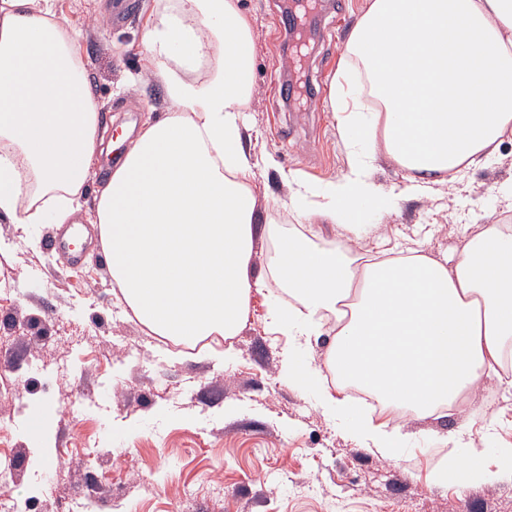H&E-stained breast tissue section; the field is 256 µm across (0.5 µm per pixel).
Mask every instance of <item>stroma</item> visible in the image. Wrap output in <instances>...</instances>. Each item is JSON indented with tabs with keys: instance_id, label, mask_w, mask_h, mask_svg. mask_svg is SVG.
<instances>
[{
	"instance_id": "obj_1",
	"label": "stroma",
	"mask_w": 512,
	"mask_h": 512,
	"mask_svg": "<svg viewBox=\"0 0 512 512\" xmlns=\"http://www.w3.org/2000/svg\"><path fill=\"white\" fill-rule=\"evenodd\" d=\"M320 32L297 59L277 28L282 0H239L256 33L255 92L248 114L251 146L272 155L277 169L259 172V205L286 201L280 171H295L316 186L348 169L328 86L345 66L343 49L369 0H325ZM160 0H135L136 17L110 26L109 0H55L58 17L80 29L77 50L91 92L107 116L106 143L121 130L137 135L169 110L163 88L150 77L142 47L146 21ZM312 77L314 95L276 97L278 80ZM410 173L381 156L373 182L395 193L392 212L366 211L370 252L422 244L426 254L452 253L458 224L475 233L493 222L512 223V142L468 171L454 187H435L418 199L401 198ZM57 225H39L21 241L15 225L0 220V238L14 241L0 253V275L19 287L0 296V313L19 320L52 314L60 339L44 346L10 338L0 354V459H23L9 486L28 497L41 470H51L60 495L38 512H64L70 494L92 490V477L112 482L98 512H512V482L428 485L420 471L448 450L442 442L463 424L489 428L490 446L512 444V367L486 381L476 400H462L452 415L422 420L407 415L402 458L390 463L362 448L320 413L314 395L290 384L280 363L287 338L270 331L271 302L288 296L275 281L253 293L242 331L194 351L168 350L116 299L97 240L82 259L67 264L52 253ZM232 356H224V349ZM60 369L45 380L41 372ZM45 409V424L31 435L30 419Z\"/></svg>"
}]
</instances>
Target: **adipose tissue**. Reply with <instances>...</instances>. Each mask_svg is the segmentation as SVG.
<instances>
[{
    "label": "adipose tissue",
    "mask_w": 512,
    "mask_h": 512,
    "mask_svg": "<svg viewBox=\"0 0 512 512\" xmlns=\"http://www.w3.org/2000/svg\"><path fill=\"white\" fill-rule=\"evenodd\" d=\"M78 30L53 0H0V217L30 231L79 211L96 224L112 288L152 334L196 345L236 336L253 292L275 278L287 303L265 323L284 333L289 383L316 395L324 417L381 459L402 457L397 413L434 418L512 361V225L466 235L451 256L423 247L360 264L366 209L392 197L370 177L378 154L412 173L403 197L461 180L512 142V0H370L347 58L363 69L379 106L363 123L359 88L333 79L330 108L345 145H362L327 191L281 172L303 229L276 235L257 207L259 168L246 149L256 36L238 0H167L142 44L170 111L143 126L93 199L87 181L102 116L76 51ZM334 225L335 241L312 227ZM276 238L266 268L257 241ZM331 339L328 358L309 357ZM385 417L357 410L349 388ZM428 484L467 488L512 481V445L482 449L468 427Z\"/></svg>",
    "instance_id": "obj_1"
}]
</instances>
